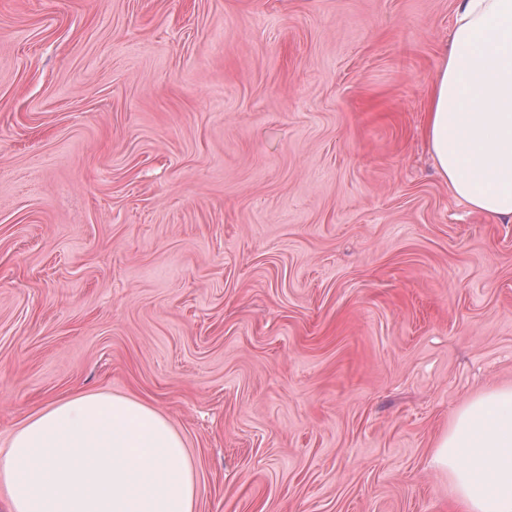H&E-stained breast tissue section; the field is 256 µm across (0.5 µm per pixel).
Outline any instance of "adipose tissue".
Wrapping results in <instances>:
<instances>
[{
    "instance_id": "adipose-tissue-1",
    "label": "adipose tissue",
    "mask_w": 512,
    "mask_h": 512,
    "mask_svg": "<svg viewBox=\"0 0 512 512\" xmlns=\"http://www.w3.org/2000/svg\"><path fill=\"white\" fill-rule=\"evenodd\" d=\"M423 135L473 210L512 223V0H457ZM430 464L460 512H512V387L460 408ZM7 512H196L194 463L149 405L108 393L52 404L0 454Z\"/></svg>"
}]
</instances>
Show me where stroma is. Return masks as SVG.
Returning a JSON list of instances; mask_svg holds the SVG:
<instances>
[{"label":"stroma","mask_w":512,"mask_h":512,"mask_svg":"<svg viewBox=\"0 0 512 512\" xmlns=\"http://www.w3.org/2000/svg\"><path fill=\"white\" fill-rule=\"evenodd\" d=\"M456 0H0V451L142 401L196 512H456L512 386V223L423 137ZM430 464L448 476L461 512H512V387L488 389L460 408Z\"/></svg>","instance_id":"35a3bbf8"}]
</instances>
